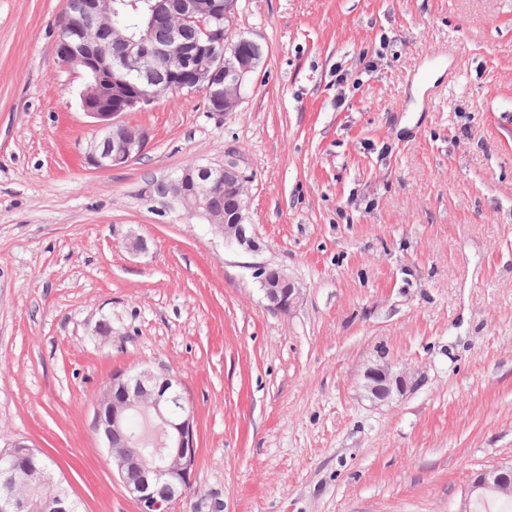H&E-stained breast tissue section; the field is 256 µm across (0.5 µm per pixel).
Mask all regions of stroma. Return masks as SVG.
I'll use <instances>...</instances> for the list:
<instances>
[{"instance_id": "1", "label": "stroma", "mask_w": 512, "mask_h": 512, "mask_svg": "<svg viewBox=\"0 0 512 512\" xmlns=\"http://www.w3.org/2000/svg\"><path fill=\"white\" fill-rule=\"evenodd\" d=\"M66 8L0 0V451L36 446L82 512H137L92 422L113 373L151 365L195 409L171 512H459L512 462V0H237L265 50L240 103L121 114L145 144L109 169L58 55ZM228 158L254 251L153 192ZM381 353L415 377L386 404L361 390ZM262 290L270 306L282 312L290 311L298 298V289L282 269L259 268Z\"/></svg>"}]
</instances>
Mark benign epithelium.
I'll use <instances>...</instances> for the list:
<instances>
[{
  "label": "benign epithelium",
  "instance_id": "benign-epithelium-1",
  "mask_svg": "<svg viewBox=\"0 0 512 512\" xmlns=\"http://www.w3.org/2000/svg\"><path fill=\"white\" fill-rule=\"evenodd\" d=\"M112 0H70V11L77 22L68 27L59 40L58 53L68 68L80 70L90 77L82 91V107L96 120L99 135L89 146L88 159L100 169L125 164L142 151L144 133L117 120L124 112L149 105L161 93L181 86L190 77L192 86L205 92L215 112L227 110L224 81L230 80L241 92L252 63L240 55L224 57V20L234 11L235 0H211L210 15L215 21L213 37L191 49L172 36L165 48L156 50L143 39L135 40L112 26ZM246 176L234 160L220 166L188 165L179 175L168 180L170 200L189 214L207 220L209 231L227 244L253 247L246 236L244 195ZM227 191L231 209L215 214L209 207L211 189ZM265 298L273 308L291 310L298 289L281 269H258ZM412 374L398 368L380 354L363 374L362 390L373 402L386 403L402 394ZM178 376L157 373L151 369L117 372L105 383L94 411L93 426L101 445L107 449L112 469L138 512H170L173 500L188 494L193 485L197 446L194 433V411L186 402ZM138 413L153 419L161 433L166 463L149 466L139 445L125 436L121 426ZM40 459L37 449L21 440L11 443V450L0 454L6 471L28 470ZM137 468L141 479L130 484L124 472ZM163 482L169 488L165 498H158L151 485ZM480 489L512 493V463H502L483 470L468 486L459 512H469L471 501ZM45 506L25 493L5 491L0 494V512H43Z\"/></svg>",
  "mask_w": 512,
  "mask_h": 512
}]
</instances>
